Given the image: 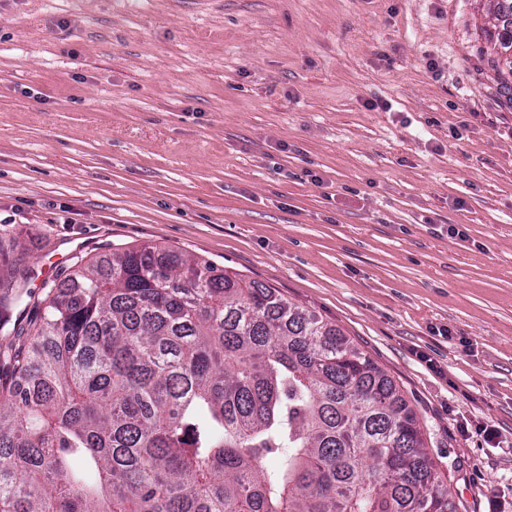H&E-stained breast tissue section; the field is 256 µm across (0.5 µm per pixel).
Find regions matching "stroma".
Here are the masks:
<instances>
[{"label":"stroma","instance_id":"stroma-1","mask_svg":"<svg viewBox=\"0 0 512 512\" xmlns=\"http://www.w3.org/2000/svg\"><path fill=\"white\" fill-rule=\"evenodd\" d=\"M488 0H0V240L160 245L340 328L458 512H512V100ZM456 234H449V227ZM506 0H489V10L494 12L498 23L495 25L496 29L491 30L486 35L487 49L481 50V57L488 56V64L491 66L495 74L505 82L503 72L505 71L502 65L499 48L512 49V30L510 39L508 38V27L504 23L501 30H499V22L504 13L506 5L503 3Z\"/></svg>","mask_w":512,"mask_h":512}]
</instances>
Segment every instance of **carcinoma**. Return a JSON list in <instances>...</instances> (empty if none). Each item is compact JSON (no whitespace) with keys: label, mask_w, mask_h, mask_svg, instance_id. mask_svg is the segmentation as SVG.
Returning a JSON list of instances; mask_svg holds the SVG:
<instances>
[{"label":"carcinoma","mask_w":512,"mask_h":512,"mask_svg":"<svg viewBox=\"0 0 512 512\" xmlns=\"http://www.w3.org/2000/svg\"><path fill=\"white\" fill-rule=\"evenodd\" d=\"M28 279L0 273V512H454L396 383L270 286L120 248L24 321Z\"/></svg>","instance_id":"carcinoma-1"}]
</instances>
